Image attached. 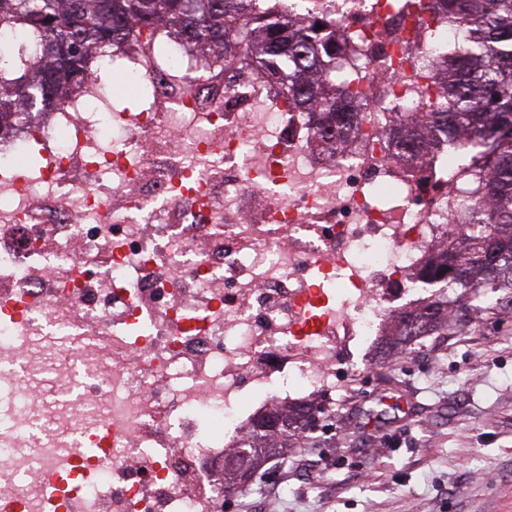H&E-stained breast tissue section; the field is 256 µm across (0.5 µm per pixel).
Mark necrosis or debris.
<instances>
[{
	"instance_id": "obj_1",
	"label": "necrosis or debris",
	"mask_w": 512,
	"mask_h": 512,
	"mask_svg": "<svg viewBox=\"0 0 512 512\" xmlns=\"http://www.w3.org/2000/svg\"><path fill=\"white\" fill-rule=\"evenodd\" d=\"M361 104L341 148L264 74L157 29L116 50L135 109L88 77L0 140V512H224V459L277 408L374 359L467 178L397 160L460 31L395 0H310ZM51 374L47 401L39 376Z\"/></svg>"
}]
</instances>
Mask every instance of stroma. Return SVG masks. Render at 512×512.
<instances>
[{
    "label": "stroma",
    "mask_w": 512,
    "mask_h": 512,
    "mask_svg": "<svg viewBox=\"0 0 512 512\" xmlns=\"http://www.w3.org/2000/svg\"><path fill=\"white\" fill-rule=\"evenodd\" d=\"M345 372L328 429L292 440L227 512H512V300Z\"/></svg>",
    "instance_id": "1"
}]
</instances>
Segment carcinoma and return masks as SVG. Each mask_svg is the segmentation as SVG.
<instances>
[{
    "mask_svg": "<svg viewBox=\"0 0 512 512\" xmlns=\"http://www.w3.org/2000/svg\"><path fill=\"white\" fill-rule=\"evenodd\" d=\"M280 0H0V33L36 32L45 63L37 70L26 49L0 60V134L20 113L63 98L89 73L108 84L120 66L113 48L137 42L145 30L164 27L204 53L208 67L238 56L264 71L287 100L320 113V144L338 147L359 111L354 96L336 89L328 73L321 31L288 15ZM423 8L457 23L465 40L432 60L442 99L436 112L399 117L401 156L422 160L436 136L470 156L464 171L482 180L472 214L477 228L450 234L445 250L430 258L432 279L421 305L394 316L386 351L401 350L418 336H439L450 326L448 291L460 290L480 308L487 292L512 299V0H427ZM318 406L271 413L245 447L224 461L229 474L249 476V488L265 463L312 430Z\"/></svg>",
    "mask_w": 512,
    "mask_h": 512,
    "instance_id": "cac0c4a2",
    "label": "carcinoma"
}]
</instances>
